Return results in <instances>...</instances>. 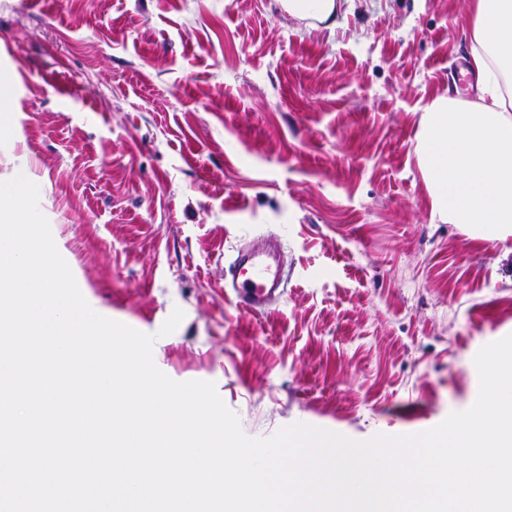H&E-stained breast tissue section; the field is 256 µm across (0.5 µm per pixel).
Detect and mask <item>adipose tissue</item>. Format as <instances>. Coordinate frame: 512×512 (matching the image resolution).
I'll use <instances>...</instances> for the list:
<instances>
[{
	"label": "adipose tissue",
	"instance_id": "ef3b65f1",
	"mask_svg": "<svg viewBox=\"0 0 512 512\" xmlns=\"http://www.w3.org/2000/svg\"><path fill=\"white\" fill-rule=\"evenodd\" d=\"M470 69L478 99L424 110L417 165L434 220L475 236L512 235V0H477Z\"/></svg>",
	"mask_w": 512,
	"mask_h": 512
}]
</instances>
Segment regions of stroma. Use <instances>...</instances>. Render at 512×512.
<instances>
[{"label":"stroma","instance_id":"obj_1","mask_svg":"<svg viewBox=\"0 0 512 512\" xmlns=\"http://www.w3.org/2000/svg\"><path fill=\"white\" fill-rule=\"evenodd\" d=\"M336 2L327 28L279 0H0V174L27 165L101 315L183 310L157 367L252 437L428 430L512 334V235L432 222L416 159L424 109L475 98V0ZM262 236L288 283L250 315L224 269Z\"/></svg>","mask_w":512,"mask_h":512}]
</instances>
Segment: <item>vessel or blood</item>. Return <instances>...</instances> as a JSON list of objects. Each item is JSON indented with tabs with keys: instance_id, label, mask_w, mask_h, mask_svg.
Segmentation results:
<instances>
[{
	"instance_id": "1",
	"label": "vessel or blood",
	"mask_w": 512,
	"mask_h": 512,
	"mask_svg": "<svg viewBox=\"0 0 512 512\" xmlns=\"http://www.w3.org/2000/svg\"><path fill=\"white\" fill-rule=\"evenodd\" d=\"M230 271L236 282L237 306L250 314L267 310L276 284L283 279V268L275 254L264 248H239L230 262Z\"/></svg>"
}]
</instances>
